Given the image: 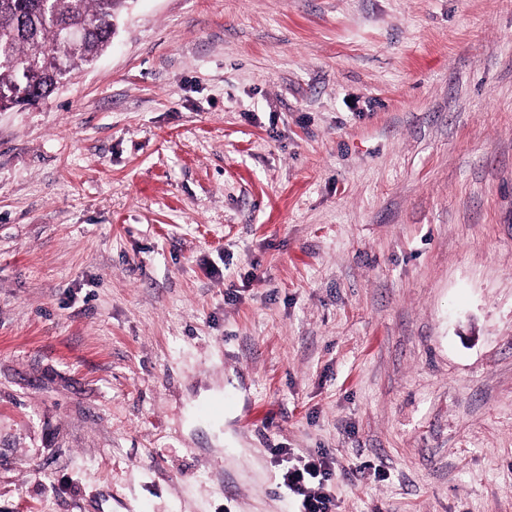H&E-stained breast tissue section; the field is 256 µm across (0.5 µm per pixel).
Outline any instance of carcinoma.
I'll return each mask as SVG.
<instances>
[{
  "label": "carcinoma",
  "mask_w": 512,
  "mask_h": 512,
  "mask_svg": "<svg viewBox=\"0 0 512 512\" xmlns=\"http://www.w3.org/2000/svg\"><path fill=\"white\" fill-rule=\"evenodd\" d=\"M127 0H0V104L16 107L48 98L54 78L66 79L90 65L110 45L114 22ZM83 30L68 45L63 26ZM65 57V71L53 55Z\"/></svg>",
  "instance_id": "cac0c4a2"
}]
</instances>
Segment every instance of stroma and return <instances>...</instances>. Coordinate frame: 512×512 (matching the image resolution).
<instances>
[{
    "mask_svg": "<svg viewBox=\"0 0 512 512\" xmlns=\"http://www.w3.org/2000/svg\"><path fill=\"white\" fill-rule=\"evenodd\" d=\"M317 452L512 512V0H129L0 112V512H298Z\"/></svg>",
    "mask_w": 512,
    "mask_h": 512,
    "instance_id": "stroma-1",
    "label": "stroma"
}]
</instances>
